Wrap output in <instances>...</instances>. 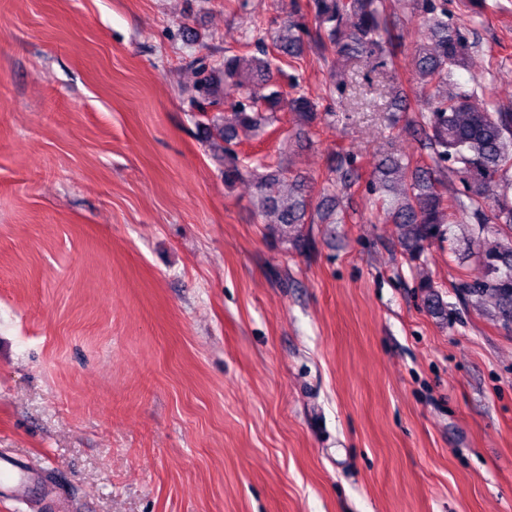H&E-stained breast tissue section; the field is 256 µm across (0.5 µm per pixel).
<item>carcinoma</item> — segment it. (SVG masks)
I'll use <instances>...</instances> for the list:
<instances>
[{"label": "carcinoma", "instance_id": "1", "mask_svg": "<svg viewBox=\"0 0 512 512\" xmlns=\"http://www.w3.org/2000/svg\"><path fill=\"white\" fill-rule=\"evenodd\" d=\"M412 2L423 27L412 58L421 84L417 134L434 165L386 153L373 168L372 192L385 222L395 225L399 244L413 258L450 238L459 214L482 229L495 222L498 239L481 253L482 274L460 288L476 302L492 304L503 324L512 325V112L456 79L479 42L448 14L447 0ZM308 15L320 51L350 63L365 57L379 67L389 64L383 0H296L292 17L254 40L255 53H224L220 67L201 70L197 85L203 117L198 130L222 166L224 183L250 182L266 237L299 252L310 246L305 225L317 218L336 223V208L327 201L322 210L313 208L304 177L281 167L261 172L245 164L236 139L240 130L266 132L279 112L295 114L297 134L303 137L321 123L317 98L296 86L285 92L279 84L282 64L293 65L304 52ZM227 86L237 96L224 100V111L207 112ZM446 170L464 182L469 204L444 196Z\"/></svg>", "mask_w": 512, "mask_h": 512}]
</instances>
